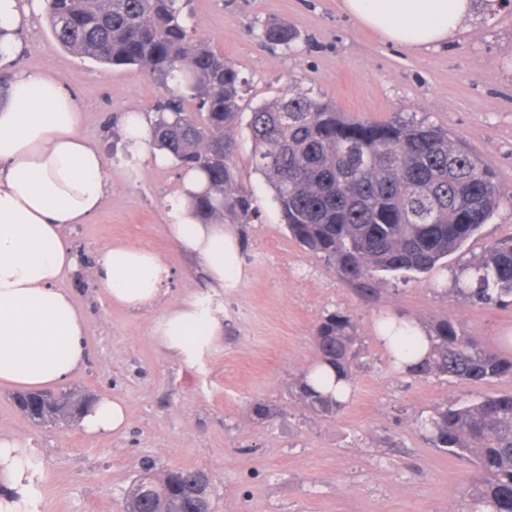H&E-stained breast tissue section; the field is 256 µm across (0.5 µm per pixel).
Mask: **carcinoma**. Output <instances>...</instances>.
<instances>
[{
    "mask_svg": "<svg viewBox=\"0 0 512 512\" xmlns=\"http://www.w3.org/2000/svg\"><path fill=\"white\" fill-rule=\"evenodd\" d=\"M179 0H47L46 18L64 49L108 66H130L159 76L169 90L157 108L152 143L177 166L198 170L205 190L192 198L204 224H251L259 211L237 183L233 158L240 115L239 72L194 34ZM298 32L268 25L263 39L288 46ZM196 104V111L186 107ZM251 164L269 183L289 234L332 264L342 279L374 292L379 272L430 273L478 234L499 208L512 204L493 172L448 133L399 117L374 122L292 90L255 107L248 122ZM452 293L475 305L512 303V240L486 246L455 271ZM428 356L408 369L417 378L445 376L468 386L512 377V359L486 349L456 320L427 327ZM320 362L345 380L358 355L350 319L332 314L315 325ZM303 403L332 416L342 407L296 381ZM15 408L37 427L73 421L83 400L75 390L51 393ZM428 440L473 468L463 512H512V391L464 397L436 409L425 423ZM193 469H171L133 481L125 512H211L210 498L192 486Z\"/></svg>",
    "mask_w": 512,
    "mask_h": 512,
    "instance_id": "obj_1",
    "label": "carcinoma"
}]
</instances>
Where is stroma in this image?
I'll return each mask as SVG.
<instances>
[{
  "mask_svg": "<svg viewBox=\"0 0 512 512\" xmlns=\"http://www.w3.org/2000/svg\"><path fill=\"white\" fill-rule=\"evenodd\" d=\"M183 4L187 24L245 80L233 166L259 218L237 227L236 287H211L198 260L171 240L166 206L181 187L180 168L118 148L119 113L154 114L166 92L158 76L66 51L42 14L19 30L14 59L0 67V85L17 70L40 69L69 88L81 134L105 150L106 202L88 223L65 230L81 258L66 288L87 316L88 349L68 384L95 400H121L128 413L124 429L104 435L37 428L14 409L12 388L0 386V439L24 444L32 467L15 497L27 512H124L125 492L144 468H191L209 476L212 512H461L472 470L433 448L421 424L469 389L403 373L377 334L390 314L422 327L450 317L512 358V305L475 306L450 294L453 268L512 237V205L429 275L379 273L368 299L290 236L251 166L247 123L253 107L290 88L354 118L425 121L477 154L512 194V5L478 10L446 45L409 50L362 28L340 0ZM275 22L294 27L299 41L264 45L259 34ZM115 243L147 247L167 263L173 279L162 302L130 311L107 299L95 264ZM188 299L223 317L224 334L186 361L161 347L155 328ZM331 313L350 317L359 353L346 403L324 416L303 405L295 383L317 362L313 329Z\"/></svg>",
  "mask_w": 512,
  "mask_h": 512,
  "instance_id": "1",
  "label": "stroma"
}]
</instances>
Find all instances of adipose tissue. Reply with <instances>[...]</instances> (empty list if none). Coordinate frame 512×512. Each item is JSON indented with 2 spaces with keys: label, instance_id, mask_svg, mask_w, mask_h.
<instances>
[{
  "label": "adipose tissue",
  "instance_id": "ef3b65f1",
  "mask_svg": "<svg viewBox=\"0 0 512 512\" xmlns=\"http://www.w3.org/2000/svg\"><path fill=\"white\" fill-rule=\"evenodd\" d=\"M493 0H341L343 11L389 43L422 49L453 38L479 5ZM46 0H0V57L11 58L16 31L41 13ZM82 114L72 92L37 69L14 73L0 95V384L26 390L66 383L87 358V324L64 284L80 268L62 229L87 223L111 190L106 159L98 145L79 132ZM127 150L164 162L166 153L150 144L145 113L121 118ZM205 186L201 172L183 177V191L168 206L173 243L194 255L209 282L235 286L241 243L227 224H203L191 193ZM96 277L106 296L130 310L152 306L171 278L168 265L152 250L115 244L105 250ZM224 325L195 300L177 305L157 329L160 344L180 355L221 336ZM378 341L406 369L430 347L413 321H382ZM123 402L102 399L82 419L85 432L106 434L127 423Z\"/></svg>",
  "mask_w": 512,
  "mask_h": 512
}]
</instances>
